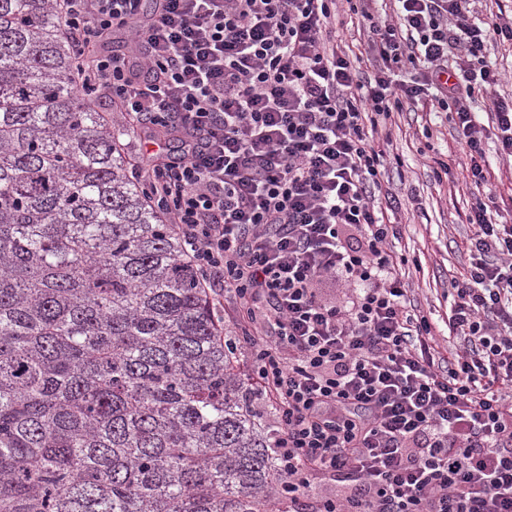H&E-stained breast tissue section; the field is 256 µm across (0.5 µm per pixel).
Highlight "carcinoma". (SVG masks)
I'll return each instance as SVG.
<instances>
[{
  "mask_svg": "<svg viewBox=\"0 0 512 512\" xmlns=\"http://www.w3.org/2000/svg\"><path fill=\"white\" fill-rule=\"evenodd\" d=\"M78 64L0 0V512H275V414Z\"/></svg>",
  "mask_w": 512,
  "mask_h": 512,
  "instance_id": "1",
  "label": "carcinoma"
}]
</instances>
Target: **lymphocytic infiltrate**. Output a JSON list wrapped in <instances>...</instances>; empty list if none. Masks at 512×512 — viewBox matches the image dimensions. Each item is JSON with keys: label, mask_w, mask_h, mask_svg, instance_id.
Here are the masks:
<instances>
[{"label": "lymphocytic infiltrate", "mask_w": 512, "mask_h": 512, "mask_svg": "<svg viewBox=\"0 0 512 512\" xmlns=\"http://www.w3.org/2000/svg\"><path fill=\"white\" fill-rule=\"evenodd\" d=\"M60 2L114 123L178 146L134 165L203 287L232 300L278 413L287 512H512V206L472 110L499 83L487 46L512 43V15L478 26L473 0H394L377 17L345 0L366 23L365 80L338 48L337 0ZM115 36L136 58L97 53ZM426 96L451 116L474 199L444 367L380 194L394 116Z\"/></svg>", "instance_id": "obj_1"}]
</instances>
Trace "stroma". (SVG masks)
<instances>
[{
    "label": "stroma",
    "mask_w": 512,
    "mask_h": 512,
    "mask_svg": "<svg viewBox=\"0 0 512 512\" xmlns=\"http://www.w3.org/2000/svg\"><path fill=\"white\" fill-rule=\"evenodd\" d=\"M431 107L427 97L405 103L396 135L397 158L387 164L382 188L403 197L413 187L423 198L421 210L406 204L392 214V221L401 226L394 249L419 265L409 279L410 297L433 324L439 351L444 354L449 349V281L459 275L466 262L463 244L471 227L465 215L472 198L466 191L435 184L431 177L430 157L447 160L458 180L465 176L467 164L451 121L444 116L430 117Z\"/></svg>",
    "instance_id": "stroma-1"
}]
</instances>
